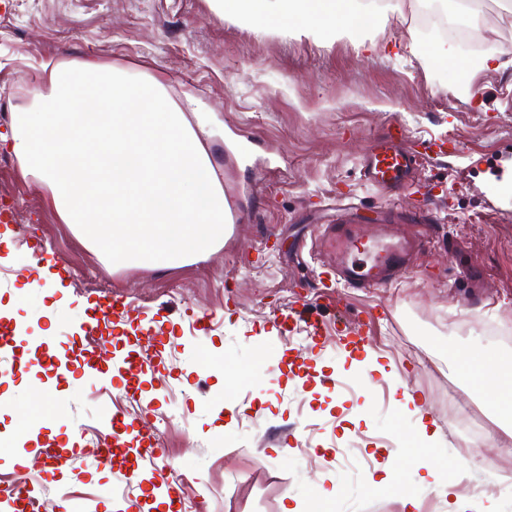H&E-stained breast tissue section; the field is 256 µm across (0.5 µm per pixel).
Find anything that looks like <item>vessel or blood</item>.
<instances>
[{"label": "vessel or blood", "instance_id": "obj_1", "mask_svg": "<svg viewBox=\"0 0 512 512\" xmlns=\"http://www.w3.org/2000/svg\"><path fill=\"white\" fill-rule=\"evenodd\" d=\"M448 146L447 140L439 139L429 148H421L410 139L402 124L394 122L385 136L363 154L360 172L367 184L392 191L394 200L388 205L390 211H397V201L401 198L416 210L424 203L418 191L422 185L419 173L425 159L446 155ZM425 244L423 231L404 233L399 224L391 222L374 221L367 231L350 221L321 225L311 245L312 253L319 259V300L334 302L335 290L339 287L370 290L399 283L411 271L414 256ZM129 314L122 297L115 296L106 302L93 301L84 306L82 328L98 332L103 321L120 320ZM301 322L305 323L308 337L314 344L325 342L323 323L304 311L279 313L268 325L283 335ZM336 332L346 336L351 352H362L370 345L361 324L340 319L336 322ZM112 345L110 337L101 336L98 351L87 354L83 362L77 363L47 350L36 356L34 362L59 379L80 373L95 377L104 387L115 380L122 382L131 398H138V379L146 371L142 349L134 347L116 364L112 361ZM100 426L106 433L100 457L102 464L123 463L128 478L152 498H174L175 487L164 470L144 466L145 461L161 458L164 450L143 422L104 410L100 413ZM41 491V484L30 481L25 472H18L14 491L0 498V512H33Z\"/></svg>", "mask_w": 512, "mask_h": 512}]
</instances>
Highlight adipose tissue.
Here are the masks:
<instances>
[{"label":"adipose tissue","instance_id":"obj_1","mask_svg":"<svg viewBox=\"0 0 512 512\" xmlns=\"http://www.w3.org/2000/svg\"><path fill=\"white\" fill-rule=\"evenodd\" d=\"M224 16L294 24L299 35L354 37L384 26L397 0H215ZM33 103L14 115L10 150L43 184L79 240L124 245L113 261L174 265L224 241L226 198L206 149L212 130L189 120L165 86L93 61L59 63ZM477 390L495 387L512 414V364L471 367Z\"/></svg>","mask_w":512,"mask_h":512}]
</instances>
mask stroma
Here are the masks:
<instances>
[{
	"instance_id": "obj_1",
	"label": "stroma",
	"mask_w": 512,
	"mask_h": 512,
	"mask_svg": "<svg viewBox=\"0 0 512 512\" xmlns=\"http://www.w3.org/2000/svg\"><path fill=\"white\" fill-rule=\"evenodd\" d=\"M491 23L490 68L437 24ZM427 47L445 43L454 63L435 66L425 52L404 51L409 38ZM375 52L347 39L283 35L229 20L213 0H0V134L30 106L42 63L95 61L142 77L159 78L176 102L193 98L213 130L208 150L224 189L245 222L208 257L155 268L113 264L84 246L63 224L46 190L23 176L19 160L0 150V205L17 208L20 222L0 230V323L28 327L26 344L86 354L97 340L81 331L84 299L120 292L142 326L159 322L176 335L161 353L146 351L151 379L139 400L124 387L100 388L75 375L51 383L38 368L0 355V443L19 429L17 413L35 409L42 435L69 458L48 475L44 496L98 499L99 490L141 497L126 486L119 466L100 465L92 449L104 435L101 409L160 421L169 472L181 512H372L368 494L383 470L395 472V493L425 495L410 460L440 461L456 473L464 434L446 421L432 394L426 416L436 422L438 447H418L416 418L404 413L391 383L373 375L370 386L336 394L325 378H352L357 367L336 344L337 317L354 319L374 307L389 317L372 329L379 362H394L403 380L423 387L471 386L457 348L499 360L512 344L487 342L483 326L512 330V18L493 0L479 11L421 16L410 0L391 14ZM400 122L421 140L453 137L458 152L431 158L425 174L445 196L417 211L429 242L411 272L391 288L341 292L342 306L321 308L327 340L320 348L281 337L266 323L277 311L313 300L315 263L308 249L316 229L343 209L362 221L382 217L387 195L362 179L359 160ZM62 259L55 266L61 293L27 287L34 252ZM212 312L207 330L193 315ZM220 358L207 369L200 349ZM306 351L304 369L277 373L281 358ZM245 367L250 379L232 403L224 388L235 381L223 361ZM409 440L389 450L393 429ZM98 512H117L98 499Z\"/></svg>"
}]
</instances>
